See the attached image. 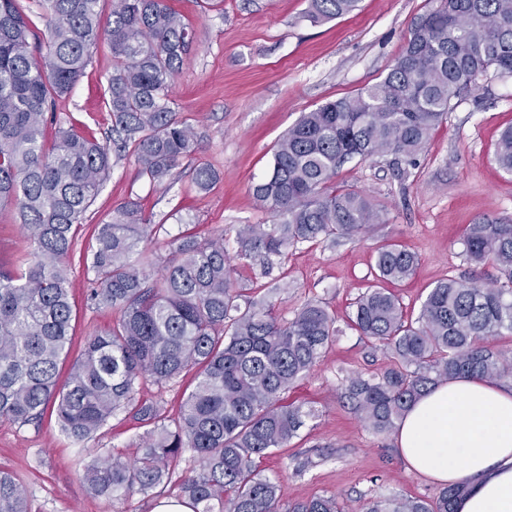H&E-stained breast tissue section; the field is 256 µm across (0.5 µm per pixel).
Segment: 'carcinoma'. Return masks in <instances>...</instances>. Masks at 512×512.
<instances>
[{"label": "carcinoma", "instance_id": "cac0c4a2", "mask_svg": "<svg viewBox=\"0 0 512 512\" xmlns=\"http://www.w3.org/2000/svg\"><path fill=\"white\" fill-rule=\"evenodd\" d=\"M358 2L310 0L311 18H339ZM98 3L37 0L39 28L18 0H0V209L14 212L31 247L18 266L0 262V419L26 424L51 404L60 430L81 443L127 412L152 429L133 459L96 456L84 467L94 493L112 500L148 496L172 481L189 451L199 470L179 475V482L194 512H281L278 486L259 474L256 460L284 447L315 417L311 408L285 403L283 394L336 340V319L310 302L282 323L268 298L243 294L224 233L200 239L184 232L159 265L142 250L155 225L137 202L96 225L97 247L86 259L90 299L112 309L116 320L88 340L58 385L72 322L64 259L111 157L131 153L140 173L167 189L197 142L170 98L194 42L189 25L167 0H113L105 20ZM102 41L116 59L106 98L114 150L63 127L46 150L43 131L56 118L57 101ZM491 68L512 74V0H443L422 15L381 81L303 113L278 140L270 172L251 186L270 223L241 225L235 258L269 264L290 247L353 238L387 223L363 191L334 185L340 168L385 155L416 165L452 101L479 89ZM495 161L512 173V126L501 133ZM214 179L208 166L195 170L200 190ZM463 244L470 261L496 265L495 284L440 281L410 321L384 288H370L356 302L355 327L380 342L395 366L350 378L342 395L378 435L394 432L437 383L512 379V357L497 346L498 337L512 336V220L470 224ZM417 263L414 252L385 244L375 267L383 279L404 281ZM189 367L198 368L196 384L177 420L157 402L136 400L144 378L167 382ZM465 491L461 482L431 502L384 498L367 512H454ZM0 512H29L26 487L8 473H0ZM286 512H338V503L314 497Z\"/></svg>", "mask_w": 512, "mask_h": 512}]
</instances>
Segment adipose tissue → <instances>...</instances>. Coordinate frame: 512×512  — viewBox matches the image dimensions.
Returning a JSON list of instances; mask_svg holds the SVG:
<instances>
[{
	"mask_svg": "<svg viewBox=\"0 0 512 512\" xmlns=\"http://www.w3.org/2000/svg\"><path fill=\"white\" fill-rule=\"evenodd\" d=\"M408 470L467 481L456 512H512V389L472 377L432 386L398 423Z\"/></svg>",
	"mask_w": 512,
	"mask_h": 512,
	"instance_id": "obj_1",
	"label": "adipose tissue"
}]
</instances>
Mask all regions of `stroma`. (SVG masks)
<instances>
[{"instance_id": "1", "label": "stroma", "mask_w": 512, "mask_h": 512, "mask_svg": "<svg viewBox=\"0 0 512 512\" xmlns=\"http://www.w3.org/2000/svg\"><path fill=\"white\" fill-rule=\"evenodd\" d=\"M440 0H361L354 12L315 23L309 0H168L195 33L194 46L175 78L171 99L197 135L195 151L183 158L168 191L155 190L133 157L115 162L110 175L75 231L71 257V350L111 326V310L89 298L80 255L95 245L94 227L111 220L126 202L138 201L159 229L147 249L170 253L184 229L199 236L224 232L234 239L243 224L269 216L250 187L269 171L280 136L319 105L379 82L401 53L413 24ZM114 59L108 44L93 50L83 76L57 108L63 126H88L104 144L112 142V118L104 93ZM512 126V76L488 72L478 90L456 102L433 133L416 166L393 156L352 161L336 181L354 186L386 213V223L354 238H339L289 249L270 274L260 264L238 266L240 287L268 295L281 320L305 303L325 305L336 317L338 335L310 376L287 394L288 401L314 409L288 447L260 460L262 475L278 484L281 505L324 496L342 512H366L371 501L390 496L435 499L442 489L408 471L393 436L366 429L340 397L346 380L392 367L379 343L350 327L356 298L374 282L375 251L390 240L418 253L411 279L392 285L407 318H416L438 281L456 278L491 284L492 263H471L462 244L468 224L512 219V173L494 154L501 131ZM211 166L217 180L197 191V167ZM194 370L167 383L141 382L138 400L164 406L177 417ZM143 426L131 417H112L86 444L67 438L51 415L21 425L0 420V470L25 485L31 512H152L158 498H178V482L157 495L112 500L92 494L84 480L87 449L101 456L132 457Z\"/></svg>"}]
</instances>
